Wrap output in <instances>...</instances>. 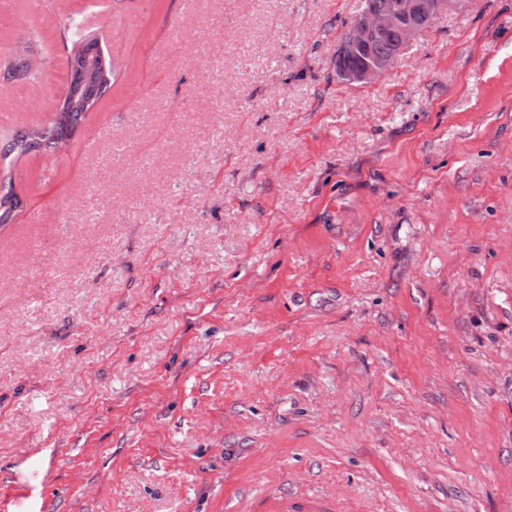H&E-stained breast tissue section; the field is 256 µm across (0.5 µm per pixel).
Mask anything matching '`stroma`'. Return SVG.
<instances>
[{
  "label": "stroma",
  "mask_w": 512,
  "mask_h": 512,
  "mask_svg": "<svg viewBox=\"0 0 512 512\" xmlns=\"http://www.w3.org/2000/svg\"><path fill=\"white\" fill-rule=\"evenodd\" d=\"M363 6L0 0L1 138L116 74L0 157V512H512V0L351 85ZM75 22L69 17L61 24L62 41L72 44L69 56L70 79L58 112L48 122L27 126L16 131L2 145L0 156L15 154L18 157L33 152H55L60 144H68L75 131L82 125L87 113L109 92L114 84V65L97 42H86V34L75 36ZM89 65L91 75L86 73ZM22 201L13 191L12 185L8 188L0 184V230L9 224H15L21 210Z\"/></svg>",
  "instance_id": "1"
}]
</instances>
